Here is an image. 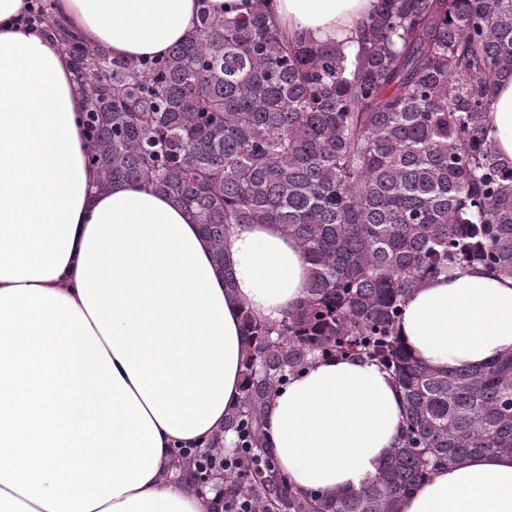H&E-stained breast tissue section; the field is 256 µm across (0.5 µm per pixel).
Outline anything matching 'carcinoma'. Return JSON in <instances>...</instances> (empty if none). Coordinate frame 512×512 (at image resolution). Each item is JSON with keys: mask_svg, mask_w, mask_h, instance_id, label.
I'll use <instances>...</instances> for the list:
<instances>
[{"mask_svg": "<svg viewBox=\"0 0 512 512\" xmlns=\"http://www.w3.org/2000/svg\"><path fill=\"white\" fill-rule=\"evenodd\" d=\"M84 89L88 160L106 191L142 181L190 212L224 284L230 224H277L311 264L300 308L279 322L241 315L240 405L206 449L211 512H399L442 466L512 454V352L439 371L397 326L422 280L480 265L512 277V164L486 123L512 76V0H378L361 48L285 33L263 14L201 12L161 58L124 59L43 16ZM317 357L373 361L403 400L399 437L358 493L293 488L270 451L266 407ZM173 476L200 487L178 455Z\"/></svg>", "mask_w": 512, "mask_h": 512, "instance_id": "carcinoma-1", "label": "carcinoma"}]
</instances>
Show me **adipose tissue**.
Masks as SVG:
<instances>
[{
  "label": "adipose tissue",
  "instance_id": "ef3b65f1",
  "mask_svg": "<svg viewBox=\"0 0 512 512\" xmlns=\"http://www.w3.org/2000/svg\"><path fill=\"white\" fill-rule=\"evenodd\" d=\"M377 0H52L113 56L160 57L201 14L272 15L347 58ZM0 0V512H211L175 481L178 447L221 433L242 399L240 310L277 322L310 267L275 224H232L226 290L199 227L142 182L101 191L85 97L53 35ZM487 124L512 162V77ZM399 335L446 371L512 351V278L475 265L421 282ZM402 398L368 360L314 361L271 398V450L303 491L358 492L400 432ZM400 512H512V454L437 470Z\"/></svg>",
  "mask_w": 512,
  "mask_h": 512
}]
</instances>
